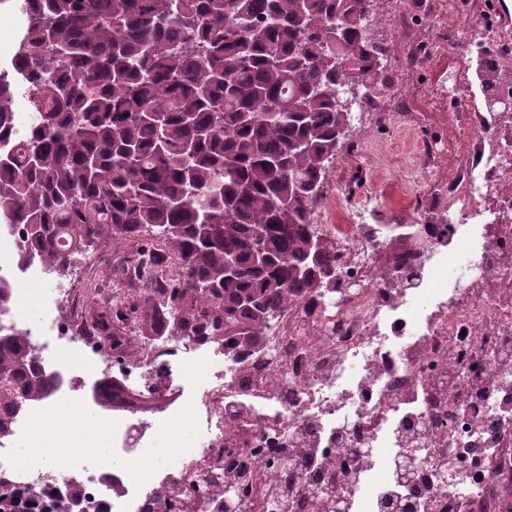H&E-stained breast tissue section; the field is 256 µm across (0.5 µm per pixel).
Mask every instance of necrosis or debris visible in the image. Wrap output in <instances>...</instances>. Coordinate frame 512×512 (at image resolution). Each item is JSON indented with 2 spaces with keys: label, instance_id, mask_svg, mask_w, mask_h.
Here are the masks:
<instances>
[{
  "label": "necrosis or debris",
  "instance_id": "1",
  "mask_svg": "<svg viewBox=\"0 0 512 512\" xmlns=\"http://www.w3.org/2000/svg\"><path fill=\"white\" fill-rule=\"evenodd\" d=\"M480 0H411L373 27L413 29L406 43L388 42L387 96L370 93L360 111L385 130V153L405 144L409 193L419 180L428 201L416 218L390 214L371 189L345 196L344 173L362 168L376 147L351 140L323 189L326 210L314 230L333 240L339 275L349 289L341 303L315 298L270 323L262 345L229 358L201 336H163L140 361L102 365L100 343L71 288H45L35 268L29 289L12 291L16 315L42 311L54 352L51 370L64 389L27 404L10 427L27 440L24 455L0 450V479L13 493L32 484L60 496L81 476L89 512H213L196 488L220 484L225 469L254 448L301 449L299 494L292 512H310L314 483L333 486L346 512H379L394 483L392 463L412 445L424 420L433 464L424 472L420 512H505L512 504V112L491 118L463 108L455 78L440 85L435 106L460 101L453 122L457 150L425 134V114L412 111L397 81L416 74L449 44L484 53V75L512 73V30L489 19L474 26L459 16L480 13ZM409 247L388 256L393 229ZM143 397L175 393L148 412H109L112 456L122 468L86 469L92 442L78 422L47 431L48 418L80 407L113 375ZM192 420L199 436L183 442ZM167 434L171 464L130 465L143 445Z\"/></svg>",
  "mask_w": 512,
  "mask_h": 512
}]
</instances>
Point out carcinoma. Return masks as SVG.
I'll return each instance as SVG.
<instances>
[{"mask_svg":"<svg viewBox=\"0 0 512 512\" xmlns=\"http://www.w3.org/2000/svg\"><path fill=\"white\" fill-rule=\"evenodd\" d=\"M362 2L22 0L31 23L0 70V225L20 226L19 262L61 274L103 242L136 240L134 274L168 275L148 278L159 296L137 309L153 335L221 336L237 357L281 309L329 295L302 270L311 205L351 128L336 98L347 78L386 84ZM19 87L34 112L21 136ZM318 267L338 271L327 241ZM247 293L267 312L250 341ZM96 326L120 333L110 310ZM49 388L0 317V434Z\"/></svg>","mask_w":512,"mask_h":512,"instance_id":"obj_1","label":"carcinoma"}]
</instances>
